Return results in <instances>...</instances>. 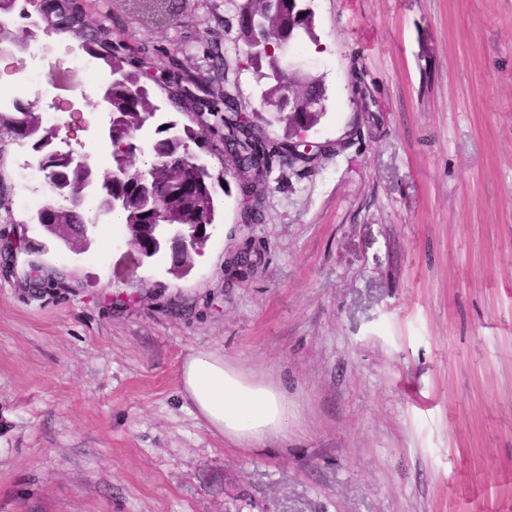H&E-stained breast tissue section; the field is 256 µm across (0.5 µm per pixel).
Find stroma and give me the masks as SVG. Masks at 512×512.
Returning a JSON list of instances; mask_svg holds the SVG:
<instances>
[{
	"label": "stroma",
	"instance_id": "stroma-1",
	"mask_svg": "<svg viewBox=\"0 0 512 512\" xmlns=\"http://www.w3.org/2000/svg\"><path fill=\"white\" fill-rule=\"evenodd\" d=\"M242 0L85 2V22L154 48L224 43L240 99ZM316 162L260 178L242 231L222 145L194 154L216 211L203 261H141L101 217L72 252L16 208L0 133V512H512V0H311ZM60 84L74 34L41 24ZM263 259L230 262L245 236ZM38 262L48 288L24 284ZM283 383L288 437L243 448L180 398L189 353Z\"/></svg>",
	"mask_w": 512,
	"mask_h": 512
}]
</instances>
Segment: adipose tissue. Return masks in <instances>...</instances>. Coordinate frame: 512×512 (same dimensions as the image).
<instances>
[{"label":"adipose tissue","mask_w":512,"mask_h":512,"mask_svg":"<svg viewBox=\"0 0 512 512\" xmlns=\"http://www.w3.org/2000/svg\"><path fill=\"white\" fill-rule=\"evenodd\" d=\"M180 385L183 398L214 435L254 447L288 434L286 390L253 379L222 355H189Z\"/></svg>","instance_id":"adipose-tissue-1"}]
</instances>
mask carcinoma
<instances>
[{
	"label": "carcinoma",
	"instance_id": "cac0c4a2",
	"mask_svg": "<svg viewBox=\"0 0 512 512\" xmlns=\"http://www.w3.org/2000/svg\"><path fill=\"white\" fill-rule=\"evenodd\" d=\"M301 0H248L239 6V40L245 47L249 64L260 70L268 67L270 73L262 77L273 80L266 90L260 107L251 109V115H241L236 88L227 80L204 86L200 84L198 68H189L179 56H165L168 70L176 76V91L168 100L173 108L185 111V92L192 91L204 97L209 104L214 123L208 131L219 136L224 147L236 152L241 158L251 162L260 159L264 162L280 156L285 143L268 138L260 129L259 122L265 120L263 113L276 112L280 121L315 123L321 110H307L298 118H288L281 114L288 102V71L282 65V58L292 44L303 36L313 37V16L301 15ZM61 30L79 34L90 54L103 59L112 68V86L108 89V110L112 126L133 133L143 128L155 118L159 110L155 93L146 85L134 64L137 54L145 49L131 45L124 40L109 42V31L103 27L85 30L75 27V22L60 16ZM262 37L270 46L264 52H251L256 37ZM209 67L221 72L225 67L224 49L215 41L205 45ZM322 83L317 79L306 78L293 84L298 98L306 102L321 95ZM29 111L30 124L24 131L13 128L9 132L18 139L34 140V149L41 151V118L33 107ZM171 125L161 124L156 128L157 138L144 153L140 166L132 164L137 146L127 140L128 152L112 149V164L92 167L86 171L73 173L66 189L55 188L60 202H50L43 210L54 214L55 223L73 224L76 222L71 201L80 196L83 186L105 179L117 181V188L127 198V205L116 208L112 213L121 216L125 224H210L215 215L214 199L209 180L212 179L207 167L188 169L184 158L190 153V144H199L204 133L192 125L183 126V132L168 134ZM152 170V193H143L138 184V171Z\"/></svg>",
	"mask_w": 512,
	"mask_h": 512
}]
</instances>
